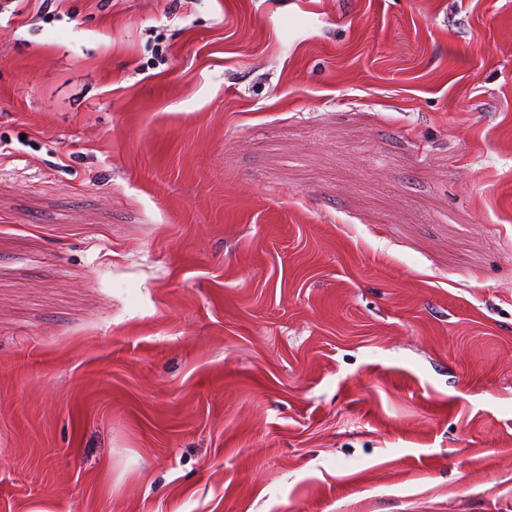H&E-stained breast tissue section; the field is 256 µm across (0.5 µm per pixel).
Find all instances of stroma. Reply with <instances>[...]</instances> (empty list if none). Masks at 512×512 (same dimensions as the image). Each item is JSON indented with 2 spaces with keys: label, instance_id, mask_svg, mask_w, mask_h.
Segmentation results:
<instances>
[{
  "label": "stroma",
  "instance_id": "1",
  "mask_svg": "<svg viewBox=\"0 0 512 512\" xmlns=\"http://www.w3.org/2000/svg\"><path fill=\"white\" fill-rule=\"evenodd\" d=\"M41 3L0 512H512V0Z\"/></svg>",
  "mask_w": 512,
  "mask_h": 512
}]
</instances>
